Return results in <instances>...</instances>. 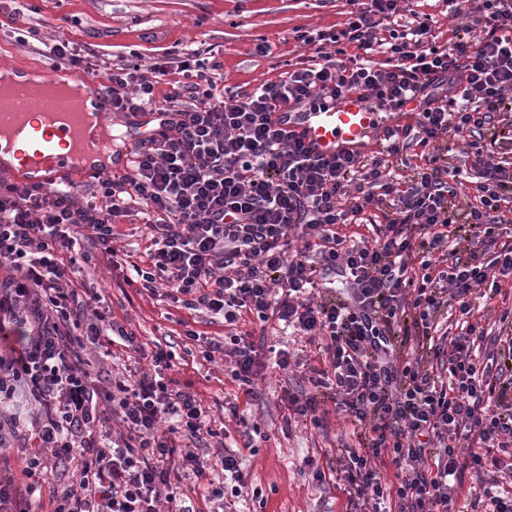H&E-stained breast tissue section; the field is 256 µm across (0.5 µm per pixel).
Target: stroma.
<instances>
[{
    "label": "stroma",
    "instance_id": "obj_1",
    "mask_svg": "<svg viewBox=\"0 0 512 512\" xmlns=\"http://www.w3.org/2000/svg\"><path fill=\"white\" fill-rule=\"evenodd\" d=\"M34 12L17 21L11 0H0V69L48 66L40 42L55 26H63L78 46L92 48L114 63L138 59L149 64L165 53L189 44L217 47L218 86L250 91L276 79L303 50L293 38L294 29L339 28L345 20L344 0H33ZM34 28L38 37L20 40V31ZM267 42L270 51L258 56L253 48ZM127 273L100 266L81 277L96 289L102 306L118 323L136 333L133 347L113 346L110 356H92L94 371L112 377L124 368L150 366L155 351L173 352L174 368L165 373L174 387L191 385L209 406L213 429L222 439L205 438L200 454L216 459L218 444L234 445L240 435L225 403L237 404L257 423L260 432L252 447L241 449L242 470L253 486L263 491L262 500L228 498L226 512H343L346 496L334 479L317 483L300 468L303 458H314L322 469L336 464V450L353 443L351 425L335 412L326 415V427L286 424L285 390H297L298 373L278 369L262 372L253 392H246L225 369L223 360L207 361L205 341L190 339L189 331L206 333V339L223 341L222 325L191 319L184 310H171L128 285Z\"/></svg>",
    "mask_w": 512,
    "mask_h": 512
}]
</instances>
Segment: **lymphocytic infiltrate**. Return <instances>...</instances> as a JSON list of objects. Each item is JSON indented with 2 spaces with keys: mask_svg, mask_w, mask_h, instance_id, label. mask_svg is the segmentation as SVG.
<instances>
[{
  "mask_svg": "<svg viewBox=\"0 0 512 512\" xmlns=\"http://www.w3.org/2000/svg\"><path fill=\"white\" fill-rule=\"evenodd\" d=\"M467 2L451 0L457 24L439 41L430 15L399 21L400 0H346L342 29L295 30L313 55L241 96L218 93L201 49L145 69L55 34L53 66L104 72L113 111L167 120L127 170L99 179L93 199L0 178V334L31 328L22 348L0 353V450L17 436L30 447L20 478L0 482V512H24L46 493L55 512H162L175 499L171 471L207 476L205 458L178 448L200 438L208 414L164 382L172 353L156 351L154 373L123 380L90 368L111 336L135 334L74 275L92 245L124 267L115 228L133 215L151 235L136 283L223 324V343L207 348L230 357L239 384L262 365L252 337L234 330L242 315L318 343L312 391L285 398L295 421L322 427L330 403L353 424L336 474L347 512H456L468 475L479 479L472 512H512V309L493 334L473 321L477 300L512 276V208L501 207L512 201V161L497 157L512 145V0ZM352 94L383 112L413 107L415 120L374 155L330 160L278 126L283 105ZM457 137L476 174L466 203L448 160ZM413 147L420 162L391 173L390 159ZM342 224L363 232L341 235ZM336 269L344 288H321V272ZM54 471L78 485L59 486Z\"/></svg>",
  "mask_w": 512,
  "mask_h": 512,
  "instance_id": "obj_1",
  "label": "lymphocytic infiltrate"
}]
</instances>
